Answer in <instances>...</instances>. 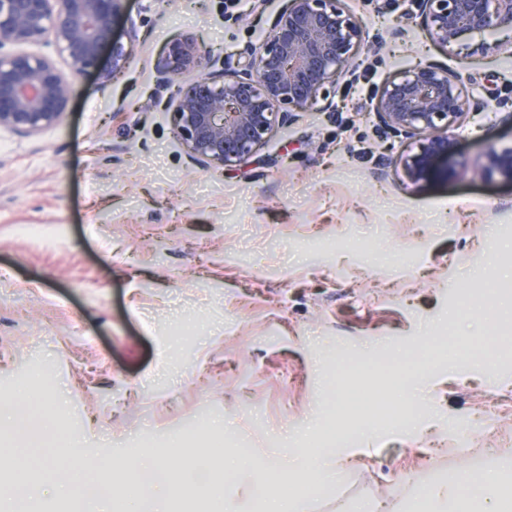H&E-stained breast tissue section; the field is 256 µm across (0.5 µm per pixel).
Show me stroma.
<instances>
[{
	"label": "stroma",
	"mask_w": 512,
	"mask_h": 512,
	"mask_svg": "<svg viewBox=\"0 0 512 512\" xmlns=\"http://www.w3.org/2000/svg\"><path fill=\"white\" fill-rule=\"evenodd\" d=\"M281 0H124L115 32L139 47L107 93L77 82L66 121L35 136L0 130V408L25 387L64 401L49 428L58 461L138 459L179 441L185 465L214 441L281 448L331 418L325 379L350 360L376 395L386 363L441 334L416 393L419 438L368 434L373 448L308 512H433L423 486L481 469L512 493V324L458 314L478 276L512 287V185L483 172L512 148V31L434 45L416 0H345L366 25L361 89L297 113L237 166L199 167L177 137L157 63L174 37L236 66ZM491 51L480 52L481 43ZM462 76L457 173L411 182L416 142L378 125L381 85L419 63ZM501 337L494 374L448 351ZM204 432L181 443L184 427Z\"/></svg>",
	"instance_id": "1"
}]
</instances>
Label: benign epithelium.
Segmentation results:
<instances>
[{
    "label": "benign epithelium",
    "instance_id": "7a95c632",
    "mask_svg": "<svg viewBox=\"0 0 512 512\" xmlns=\"http://www.w3.org/2000/svg\"><path fill=\"white\" fill-rule=\"evenodd\" d=\"M121 7L122 0H0V129L32 136L57 127L83 72L97 71L103 89L125 73L138 39L133 30L115 36ZM418 7L422 28L446 49L466 32L512 28V0H418ZM365 39L362 20L341 0H286L266 39L234 68L208 71L213 56L203 42L171 39L157 69L166 84L179 82L165 103L177 136L204 167L245 161L293 113L331 105ZM43 43L55 56L25 50ZM459 82L452 69L419 63L378 92V123L420 138L418 153L405 160L413 182L456 173ZM483 170L512 183V148L489 149Z\"/></svg>",
    "mask_w": 512,
    "mask_h": 512
}]
</instances>
